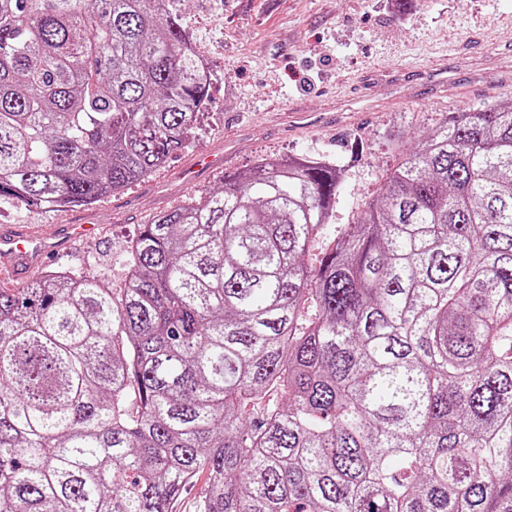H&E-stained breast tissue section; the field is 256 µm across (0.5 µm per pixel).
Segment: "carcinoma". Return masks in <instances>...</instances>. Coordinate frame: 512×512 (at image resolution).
I'll use <instances>...</instances> for the list:
<instances>
[{"label":"carcinoma","instance_id":"cac0c4a2","mask_svg":"<svg viewBox=\"0 0 512 512\" xmlns=\"http://www.w3.org/2000/svg\"><path fill=\"white\" fill-rule=\"evenodd\" d=\"M209 88L170 0H0V202L151 175ZM339 183L265 159L144 225L119 290L1 288L0 512H171L204 471L198 512H512V97L310 267Z\"/></svg>","mask_w":512,"mask_h":512}]
</instances>
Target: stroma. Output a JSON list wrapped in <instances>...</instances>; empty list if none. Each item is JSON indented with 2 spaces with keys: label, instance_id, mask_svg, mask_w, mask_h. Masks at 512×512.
<instances>
[{
  "label": "stroma",
  "instance_id": "35a3bbf8",
  "mask_svg": "<svg viewBox=\"0 0 512 512\" xmlns=\"http://www.w3.org/2000/svg\"><path fill=\"white\" fill-rule=\"evenodd\" d=\"M195 51L208 57L211 88L192 143L165 167L88 206L40 209L0 205V225H96L70 255L36 265L29 280L52 268L93 272L112 287L126 280L127 249L160 213L205 197L225 175L282 155L336 165L341 187L334 217L311 250L360 220L369 199L399 159L397 140L431 134L444 115L476 107L512 84L496 81L512 66V0H173ZM433 63L459 92L426 103L415 71ZM394 84L376 83L348 112L327 111L364 70H397ZM241 141L225 157L224 142ZM219 157L196 166L201 154Z\"/></svg>",
  "mask_w": 512,
  "mask_h": 512
}]
</instances>
